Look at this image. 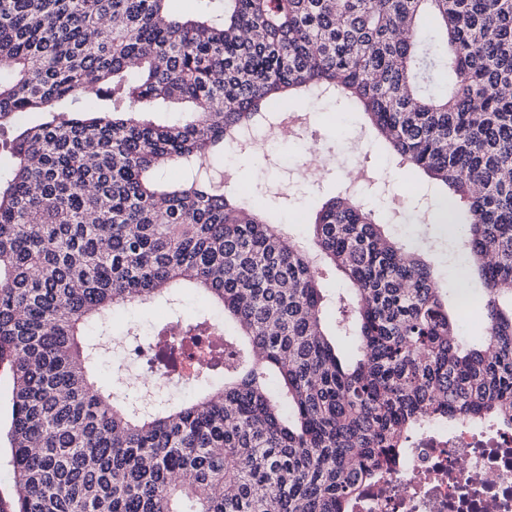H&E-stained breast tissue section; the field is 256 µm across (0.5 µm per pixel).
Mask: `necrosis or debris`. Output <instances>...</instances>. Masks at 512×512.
<instances>
[{"instance_id": "necrosis-or-debris-1", "label": "necrosis or debris", "mask_w": 512, "mask_h": 512, "mask_svg": "<svg viewBox=\"0 0 512 512\" xmlns=\"http://www.w3.org/2000/svg\"><path fill=\"white\" fill-rule=\"evenodd\" d=\"M349 512H512V433L430 421Z\"/></svg>"}]
</instances>
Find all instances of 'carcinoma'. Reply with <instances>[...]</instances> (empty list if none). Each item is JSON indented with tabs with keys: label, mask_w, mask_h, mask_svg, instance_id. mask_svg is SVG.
<instances>
[{
	"label": "carcinoma",
	"mask_w": 512,
	"mask_h": 512,
	"mask_svg": "<svg viewBox=\"0 0 512 512\" xmlns=\"http://www.w3.org/2000/svg\"><path fill=\"white\" fill-rule=\"evenodd\" d=\"M169 3L0 0V126L43 115L0 173L10 512H346L428 419L512 429V0H224L190 19ZM310 95L343 99L446 188L438 210L486 286L477 341L357 194L323 204L311 253L208 176ZM157 102L190 112L141 117ZM324 267L347 294L327 297ZM183 283L224 319L165 324L146 371L219 332L197 399L99 384L89 324Z\"/></svg>",
	"instance_id": "carcinoma-1"
}]
</instances>
